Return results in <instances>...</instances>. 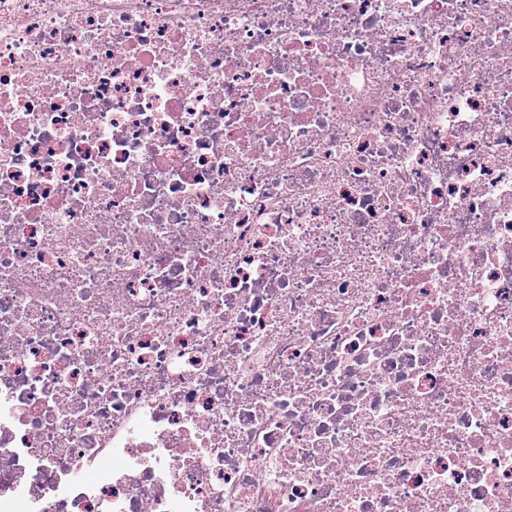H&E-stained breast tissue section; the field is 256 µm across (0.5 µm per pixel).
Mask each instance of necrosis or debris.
Segmentation results:
<instances>
[{
	"label": "necrosis or debris",
	"instance_id": "necrosis-or-debris-1",
	"mask_svg": "<svg viewBox=\"0 0 512 512\" xmlns=\"http://www.w3.org/2000/svg\"><path fill=\"white\" fill-rule=\"evenodd\" d=\"M0 512H512V0H0Z\"/></svg>",
	"mask_w": 512,
	"mask_h": 512
}]
</instances>
